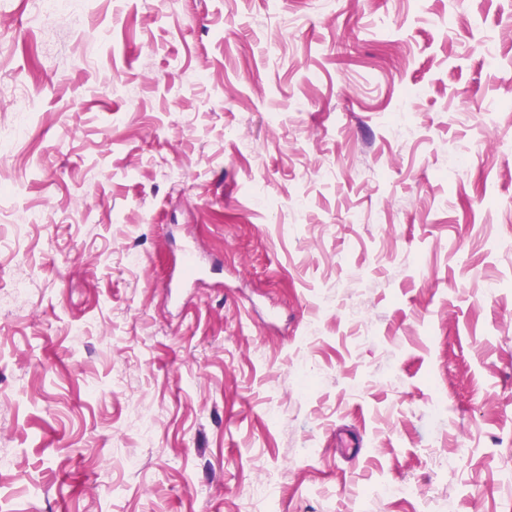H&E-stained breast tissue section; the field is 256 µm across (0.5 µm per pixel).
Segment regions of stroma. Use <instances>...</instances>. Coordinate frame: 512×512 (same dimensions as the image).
<instances>
[{"instance_id": "1", "label": "stroma", "mask_w": 512, "mask_h": 512, "mask_svg": "<svg viewBox=\"0 0 512 512\" xmlns=\"http://www.w3.org/2000/svg\"><path fill=\"white\" fill-rule=\"evenodd\" d=\"M24 126L0 512H512V0H0Z\"/></svg>"}]
</instances>
